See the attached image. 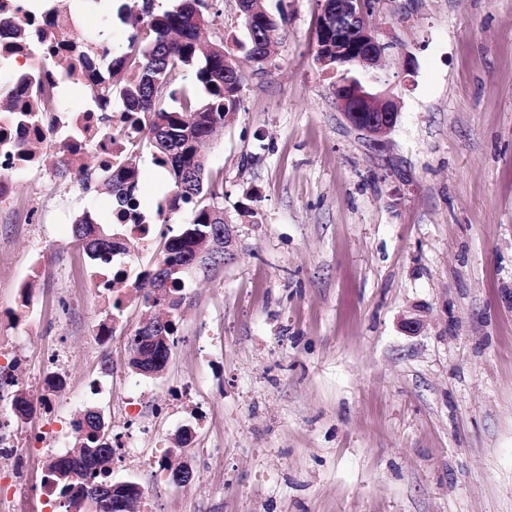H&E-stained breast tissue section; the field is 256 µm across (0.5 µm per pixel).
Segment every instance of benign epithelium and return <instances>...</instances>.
<instances>
[{
    "instance_id": "7a95c632",
    "label": "benign epithelium",
    "mask_w": 512,
    "mask_h": 512,
    "mask_svg": "<svg viewBox=\"0 0 512 512\" xmlns=\"http://www.w3.org/2000/svg\"><path fill=\"white\" fill-rule=\"evenodd\" d=\"M319 23L326 42L315 51L317 64L325 67L334 61L339 66L350 65L362 74L361 82L346 84V90L336 97V105L352 127L376 143L396 126L399 111L391 96L371 90L370 83L375 80L371 69L377 66L386 45L379 41L369 25L366 2L323 0ZM356 105L371 113L372 120L363 125L354 122L352 115ZM211 240L210 248L196 253L189 264L175 268L161 265L157 287L166 286L167 270L172 273H188L194 268L211 269L234 255L236 241L230 225H224V230L212 235Z\"/></svg>"
}]
</instances>
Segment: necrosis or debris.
Segmentation results:
<instances>
[{
  "label": "necrosis or debris",
  "instance_id": "obj_1",
  "mask_svg": "<svg viewBox=\"0 0 512 512\" xmlns=\"http://www.w3.org/2000/svg\"><path fill=\"white\" fill-rule=\"evenodd\" d=\"M101 0H0V209L16 199V179L37 177L72 165L93 150L105 184L127 166L132 147L146 133L140 119L113 111L86 66L112 57L109 43L90 45L77 38L87 15ZM79 83L90 95L80 108L68 104L67 89ZM73 430H36L25 441L14 436L10 417L0 415V456L25 457L31 449L68 451Z\"/></svg>",
  "mask_w": 512,
  "mask_h": 512
}]
</instances>
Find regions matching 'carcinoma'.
I'll list each match as a JSON object with an SVG mask.
<instances>
[{"label": "carcinoma", "mask_w": 512, "mask_h": 512, "mask_svg": "<svg viewBox=\"0 0 512 512\" xmlns=\"http://www.w3.org/2000/svg\"><path fill=\"white\" fill-rule=\"evenodd\" d=\"M207 9V0H178L172 9L160 12L155 10L154 0H142L140 15L144 21L126 50L112 60L110 83L105 88L110 97L118 94L124 111L135 112L144 121L153 159L161 164L173 185L170 210L188 213L181 232L165 242L158 261L170 267L192 261L217 224L215 214L222 212L213 203L202 204L204 188L210 182L199 145L216 126L224 123L225 114L238 109L239 84L244 81L243 70L224 49L223 39L200 41L199 30L210 23ZM283 21L282 17L276 19L260 10L246 26L247 58L257 69L271 63L265 38L269 33H278ZM183 71L192 73L194 83L205 93L204 98L176 87L177 76ZM167 97L177 102L178 108H163L161 101ZM138 184L139 171L132 166L127 181L112 185V209L117 214L122 215L128 207L138 204ZM72 233L93 261L99 262L117 249V234L104 233L87 214L75 220ZM184 278L183 273L173 275L166 288V294L174 297L176 303L172 320L164 330L169 344H143L138 356L130 359L133 368L161 372L167 366L178 332L176 312L186 301ZM106 430L108 425L95 412H86L78 424L72 454L47 460L44 483L52 487L63 507H70L85 495V490L101 488L106 499L103 512H121L122 499L140 493L135 482L118 487L112 481V454L104 451Z\"/></svg>", "instance_id": "1"}]
</instances>
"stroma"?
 <instances>
[{
  "mask_svg": "<svg viewBox=\"0 0 512 512\" xmlns=\"http://www.w3.org/2000/svg\"><path fill=\"white\" fill-rule=\"evenodd\" d=\"M130 3L102 0L112 23H89L84 39L121 54L136 31L118 17ZM370 4L389 45L374 88L399 108L379 148L346 124L314 60L321 0H262L286 23L261 71L244 59L237 0H220L204 34L225 39L245 79L203 154L237 248L186 278L160 376L128 365L125 339L152 313L137 296L111 343L94 333L112 303L71 231L85 212L113 230L110 193L84 188L94 152L54 189L19 178L16 208L0 213V336L18 360L0 410L19 393L40 399L47 350L65 352L67 375L61 408L37 410L21 433L80 409L121 431L136 383L145 433L112 476L138 482L154 512H512V0ZM136 164L155 212L171 183L148 149ZM34 204L44 222L33 227ZM41 246L56 268L30 332L15 282ZM412 314L415 334L401 327ZM189 382L190 400L166 412ZM158 446L190 464L191 484L150 465ZM51 454L36 451L29 498L0 512H47Z\"/></svg>",
  "mask_w": 512,
  "mask_h": 512,
  "instance_id": "obj_1",
  "label": "stroma"
}]
</instances>
